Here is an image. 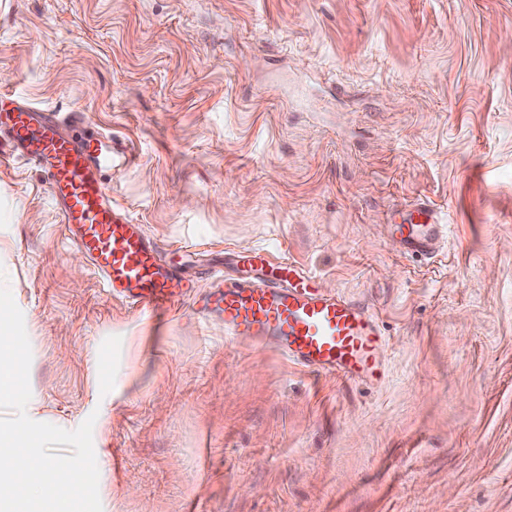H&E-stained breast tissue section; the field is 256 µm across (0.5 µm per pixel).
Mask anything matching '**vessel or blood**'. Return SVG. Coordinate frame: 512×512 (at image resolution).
Returning a JSON list of instances; mask_svg holds the SVG:
<instances>
[{"mask_svg": "<svg viewBox=\"0 0 512 512\" xmlns=\"http://www.w3.org/2000/svg\"><path fill=\"white\" fill-rule=\"evenodd\" d=\"M0 136L42 169L71 242L114 298L158 309L183 295L156 244L113 202L102 179L112 167L110 136L74 141L61 134L57 113L34 111L10 94H0ZM390 230L404 253L425 257L445 239L448 226L435 204L420 200ZM315 281L284 259L272 265L269 279L221 283L205 291L196 312L223 319L230 335L274 340L315 372L352 378L377 370L384 347L377 318L354 302L322 293Z\"/></svg>", "mask_w": 512, "mask_h": 512, "instance_id": "b4317fda", "label": "vessel or blood"}]
</instances>
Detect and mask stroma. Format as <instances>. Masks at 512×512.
Wrapping results in <instances>:
<instances>
[{
    "label": "stroma",
    "mask_w": 512,
    "mask_h": 512,
    "mask_svg": "<svg viewBox=\"0 0 512 512\" xmlns=\"http://www.w3.org/2000/svg\"><path fill=\"white\" fill-rule=\"evenodd\" d=\"M1 93L111 135L112 199L183 284L263 249L385 332L355 381L189 294L128 306L0 156L31 393L108 415L102 512H512V0H0ZM419 199L428 258L388 229ZM403 214V221L389 224L392 236L404 253L426 257L432 254L445 239L448 225L442 222L441 213L428 200H418Z\"/></svg>",
    "instance_id": "obj_1"
}]
</instances>
